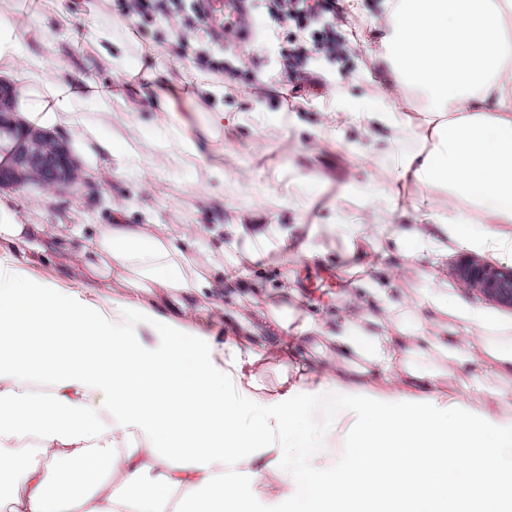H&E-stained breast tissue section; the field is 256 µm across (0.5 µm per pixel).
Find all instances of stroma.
Segmentation results:
<instances>
[{
	"instance_id": "stroma-1",
	"label": "stroma",
	"mask_w": 512,
	"mask_h": 512,
	"mask_svg": "<svg viewBox=\"0 0 512 512\" xmlns=\"http://www.w3.org/2000/svg\"><path fill=\"white\" fill-rule=\"evenodd\" d=\"M17 20L27 54L61 79L77 78L125 95L128 107L117 112L113 102L92 98L84 107L77 129L56 128L57 137L70 145L81 169L72 190L55 192L32 185L1 189L21 223L42 225L43 240H51L62 228H77L80 243L94 237L98 225L112 221L123 211L128 224H194L197 237L191 247L198 261L224 247V230L249 216L254 224H275L289 231L294 241L305 239L311 227L326 228L342 216L357 217L368 179L378 168L389 167L391 157L377 156L360 168L361 154L374 140L385 137L384 127L364 131L344 126L330 144L317 146L309 133L327 112H349L370 101L380 72V45L376 28L384 16L385 0H342L345 23L340 31L351 51L336 61L314 57L311 66L321 77V89L292 91L284 74L285 56L295 35L292 27L279 29L268 42H252L244 50H226L224 61L234 69L222 75L208 71L200 56L206 47L196 32L173 33L158 18L134 24L101 8L100 0H50L37 7L34 0H16ZM112 28V41L98 36L101 26ZM132 48L128 74L113 73L110 59L120 46ZM163 66L175 81L218 82L224 86L221 101L201 104V112L223 106L228 112H264L281 120L278 137L264 142L261 154L251 150L261 140L258 128L242 124L213 136L204 160L185 167L161 163L152 151L162 136L159 110L142 97L150 90L143 70ZM134 139L140 157L123 162L112 157L107 146L114 137ZM301 181L310 197L307 211L289 209L284 187ZM12 251L27 262L35 276L71 279L79 291L109 300L107 281L77 275L65 253L38 249L35 243H18ZM395 258L376 259L358 270L356 261L341 251H329L326 261L297 265L285 252L247 262L236 287L216 288L199 299L190 311L191 321L216 340L235 326L233 312L245 306L256 314L257 343L276 347L281 330L267 325L260 313L275 307L293 309L336 324L344 312V283L369 276L393 297H414L422 278H395Z\"/></svg>"
}]
</instances>
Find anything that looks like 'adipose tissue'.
Instances as JSON below:
<instances>
[{
	"label": "adipose tissue",
	"mask_w": 512,
	"mask_h": 512,
	"mask_svg": "<svg viewBox=\"0 0 512 512\" xmlns=\"http://www.w3.org/2000/svg\"><path fill=\"white\" fill-rule=\"evenodd\" d=\"M14 14V0H0V64L27 68L14 110L36 128L81 124L79 87L26 60ZM505 17L494 0H389L375 97L313 130L321 144L337 125L389 131L371 152L393 165L372 177L363 216L332 227L348 258L386 239L405 276L461 250L512 263ZM155 79L167 127L158 151L165 164H191L194 97L165 69ZM395 87L421 94L424 112L401 111ZM416 123L426 130L418 148L401 150ZM407 176L426 191L428 223L387 221L391 187ZM41 231L0 202V479L19 449L37 450L9 512H252L258 500L285 512H512L511 320L448 295L397 301L368 281V302L346 295L336 327L310 316L296 325L272 308L288 341L258 349L244 307L218 342L186 321L187 297L286 242L278 227L230 225L223 252L202 264L185 249L191 225H101L70 264L117 280L122 292L106 302L35 278L10 254ZM160 291L174 313L155 307ZM270 358L281 367L272 383L261 366Z\"/></svg>",
	"instance_id": "obj_1"
}]
</instances>
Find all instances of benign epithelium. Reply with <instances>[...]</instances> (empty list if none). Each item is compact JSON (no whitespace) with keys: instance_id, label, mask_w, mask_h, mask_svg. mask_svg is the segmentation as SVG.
<instances>
[{"instance_id":"obj_1","label":"benign epithelium","mask_w":512,"mask_h":512,"mask_svg":"<svg viewBox=\"0 0 512 512\" xmlns=\"http://www.w3.org/2000/svg\"><path fill=\"white\" fill-rule=\"evenodd\" d=\"M10 163L0 165L1 186H22L38 172L50 186L61 191L73 185L70 177L76 160L68 145L41 130L21 123L12 112L9 85L0 84V141ZM456 278L488 300L512 308V267L491 266L476 258H464L455 266Z\"/></svg>"}]
</instances>
